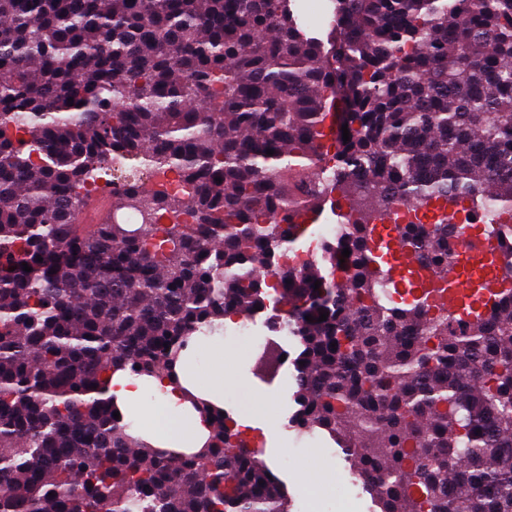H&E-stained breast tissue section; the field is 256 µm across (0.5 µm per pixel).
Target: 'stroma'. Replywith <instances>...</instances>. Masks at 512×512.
I'll list each match as a JSON object with an SVG mask.
<instances>
[{"mask_svg": "<svg viewBox=\"0 0 512 512\" xmlns=\"http://www.w3.org/2000/svg\"><path fill=\"white\" fill-rule=\"evenodd\" d=\"M224 350L230 358L231 373L224 382V407L228 411L245 410L273 428L272 449L265 457L276 467L296 506L316 503V512H336V502L345 491L338 483L341 473L349 471L351 461L332 440L322 447L307 448L297 440L288 419L296 405L292 366H284L275 379L256 374L251 347L232 334L224 336Z\"/></svg>", "mask_w": 512, "mask_h": 512, "instance_id": "35a3bbf8", "label": "stroma"}]
</instances>
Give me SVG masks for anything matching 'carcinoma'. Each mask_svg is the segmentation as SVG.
Returning a JSON list of instances; mask_svg holds the SVG:
<instances>
[{
	"label": "carcinoma",
	"mask_w": 512,
	"mask_h": 512,
	"mask_svg": "<svg viewBox=\"0 0 512 512\" xmlns=\"http://www.w3.org/2000/svg\"><path fill=\"white\" fill-rule=\"evenodd\" d=\"M332 4L333 64L293 0H0V512H296L210 401L182 453L106 396L118 371L178 383L193 337L277 297L292 426L379 472L380 512H512V283L461 319L442 288L384 305L388 258L445 269L472 226L395 243L372 224L395 197L512 213V0ZM332 108L350 141L330 167ZM114 166L141 224L83 231L74 188ZM330 189L361 207L348 285L315 263L262 277L309 231L292 208Z\"/></svg>",
	"instance_id": "cac0c4a2"
}]
</instances>
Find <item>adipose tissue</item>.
<instances>
[{"label": "adipose tissue", "mask_w": 512, "mask_h": 512, "mask_svg": "<svg viewBox=\"0 0 512 512\" xmlns=\"http://www.w3.org/2000/svg\"><path fill=\"white\" fill-rule=\"evenodd\" d=\"M197 376L192 362L183 369L176 384L118 373L111 378L109 393L125 415L146 421L143 434L148 441L189 453L198 450L208 434L206 422L192 408L189 398L199 393L214 404L223 405L226 376L223 351H215L212 356L205 389H198Z\"/></svg>", "instance_id": "adipose-tissue-1"}]
</instances>
